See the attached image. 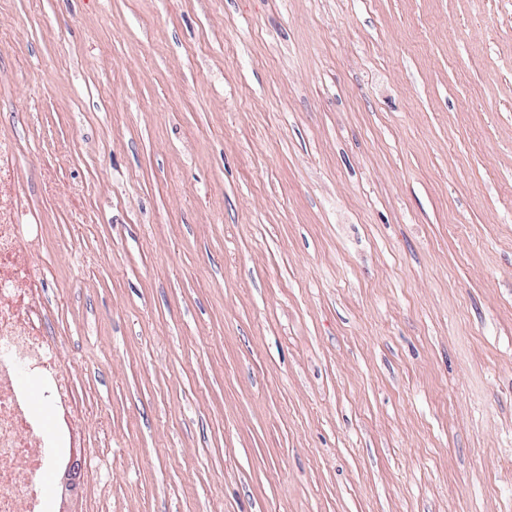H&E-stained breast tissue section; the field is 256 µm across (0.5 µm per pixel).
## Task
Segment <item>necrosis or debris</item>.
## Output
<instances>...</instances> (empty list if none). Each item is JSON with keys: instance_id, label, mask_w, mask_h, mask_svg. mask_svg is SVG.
I'll list each match as a JSON object with an SVG mask.
<instances>
[{"instance_id": "1", "label": "necrosis or debris", "mask_w": 512, "mask_h": 512, "mask_svg": "<svg viewBox=\"0 0 512 512\" xmlns=\"http://www.w3.org/2000/svg\"><path fill=\"white\" fill-rule=\"evenodd\" d=\"M39 224L0 223V512H53L40 477L76 447L84 416L74 382L47 331L42 275L29 244ZM41 385L48 413L20 392L19 370Z\"/></svg>"}]
</instances>
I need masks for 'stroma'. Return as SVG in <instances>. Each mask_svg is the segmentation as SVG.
Listing matches in <instances>:
<instances>
[{"mask_svg": "<svg viewBox=\"0 0 512 512\" xmlns=\"http://www.w3.org/2000/svg\"><path fill=\"white\" fill-rule=\"evenodd\" d=\"M18 221L59 512H512V0H0Z\"/></svg>", "mask_w": 512, "mask_h": 512, "instance_id": "1", "label": "stroma"}]
</instances>
